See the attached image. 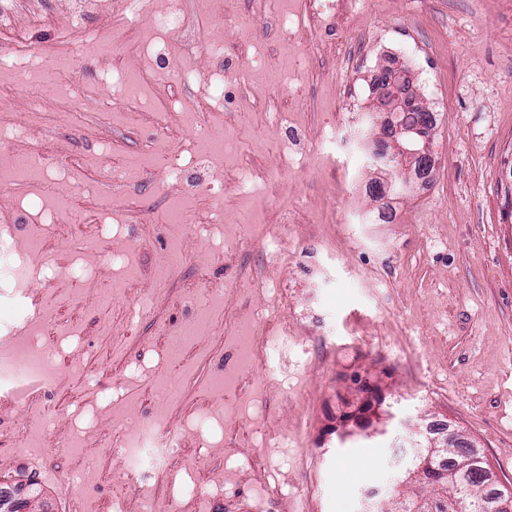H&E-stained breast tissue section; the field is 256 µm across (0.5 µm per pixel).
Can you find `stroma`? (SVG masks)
Returning a JSON list of instances; mask_svg holds the SVG:
<instances>
[{"mask_svg": "<svg viewBox=\"0 0 512 512\" xmlns=\"http://www.w3.org/2000/svg\"><path fill=\"white\" fill-rule=\"evenodd\" d=\"M181 4V30L167 29L158 0L126 30L123 65L161 109L148 119L137 97L113 96L97 57L112 0H0L5 119L37 127L40 147L64 160L29 182L11 167L29 143L0 148V240L43 270L23 283L42 304L35 322L0 257V338L14 335L18 360L51 347L57 365L50 437L23 440L38 406L0 414V481L36 491L48 512H105L119 497L134 510L144 494L158 512H182L186 482L196 512H360L363 489L389 498L410 464L398 446L434 420L512 488V0H361L377 38L353 71L287 42L307 23L302 0H223L219 18ZM67 27L85 45L80 68L32 107L13 75L30 49L54 66L72 47ZM395 54L435 114L437 162L429 189L391 195L393 220L371 224L381 200L367 155L387 136L388 107L367 86ZM187 70L196 82L182 83ZM347 83L355 100L339 94ZM200 134L224 138L226 152L196 160ZM170 155L183 161L175 189ZM107 164L130 179L108 191L110 223L95 224L101 199L88 187ZM272 166L285 177L275 193L263 183ZM59 196L71 199L67 222L47 223ZM178 198L180 223H161ZM219 205L223 223H201ZM286 206L296 222L282 223ZM137 295L153 305L133 308ZM273 315L290 323L287 347L244 365L249 394L225 402V351ZM364 379L384 394L373 417L388 432L339 443L336 415L362 404ZM80 427L81 455L64 453ZM142 430L188 447L141 490L113 450ZM275 432L296 444L274 447ZM270 475L276 500L263 492Z\"/></svg>", "mask_w": 512, "mask_h": 512, "instance_id": "obj_1", "label": "stroma"}]
</instances>
